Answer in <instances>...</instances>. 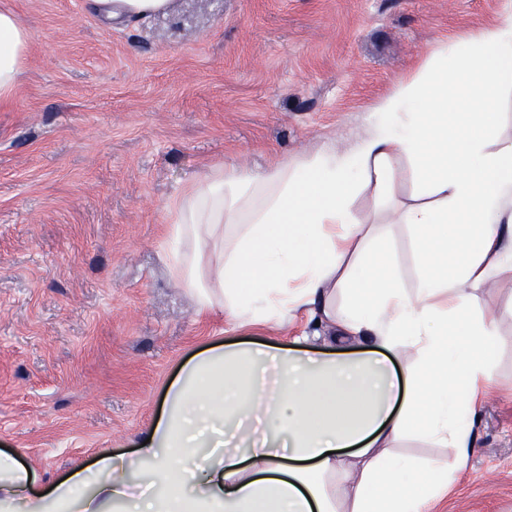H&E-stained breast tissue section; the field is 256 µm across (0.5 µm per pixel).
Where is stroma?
<instances>
[{
	"label": "stroma",
	"instance_id": "stroma-1",
	"mask_svg": "<svg viewBox=\"0 0 512 512\" xmlns=\"http://www.w3.org/2000/svg\"><path fill=\"white\" fill-rule=\"evenodd\" d=\"M32 34L0 102V451L43 481L133 452L195 352L238 341L173 277L165 203L216 163L351 151L375 105L502 0H173L111 23L85 0H0ZM475 445L426 512H512V272Z\"/></svg>",
	"mask_w": 512,
	"mask_h": 512
}]
</instances>
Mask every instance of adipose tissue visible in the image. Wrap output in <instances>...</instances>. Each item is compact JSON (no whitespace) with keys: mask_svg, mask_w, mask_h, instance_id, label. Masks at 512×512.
<instances>
[{"mask_svg":"<svg viewBox=\"0 0 512 512\" xmlns=\"http://www.w3.org/2000/svg\"><path fill=\"white\" fill-rule=\"evenodd\" d=\"M172 0H88L108 20L167 13ZM31 33L0 10V102ZM512 89V0L479 40L443 45L385 97L353 151L319 150L256 171L210 167L170 200L169 262L199 310L235 329H287L298 313L338 327L326 350L209 346L167 388L133 454L40 485L0 454V512H424L447 467L394 453L418 436L474 446L478 387L497 367L495 316L475 292L512 271V137L498 98ZM410 160L420 199L393 204V161ZM371 192L414 235L406 288L390 239L359 220Z\"/></svg>","mask_w":512,"mask_h":512,"instance_id":"1","label":"adipose tissue"}]
</instances>
